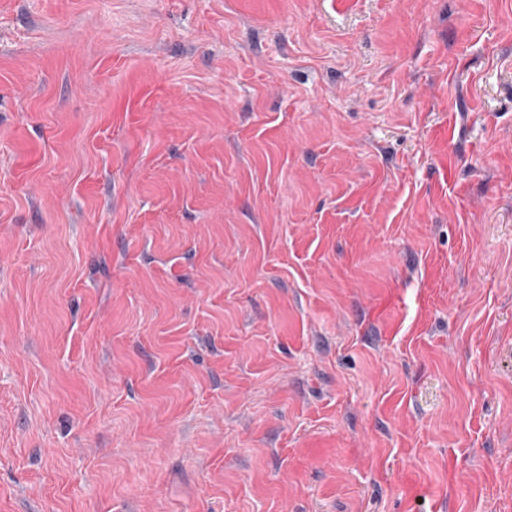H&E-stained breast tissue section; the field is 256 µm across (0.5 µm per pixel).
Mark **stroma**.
<instances>
[{
  "label": "stroma",
  "mask_w": 512,
  "mask_h": 512,
  "mask_svg": "<svg viewBox=\"0 0 512 512\" xmlns=\"http://www.w3.org/2000/svg\"><path fill=\"white\" fill-rule=\"evenodd\" d=\"M0 512H512V0H0Z\"/></svg>",
  "instance_id": "obj_1"
}]
</instances>
